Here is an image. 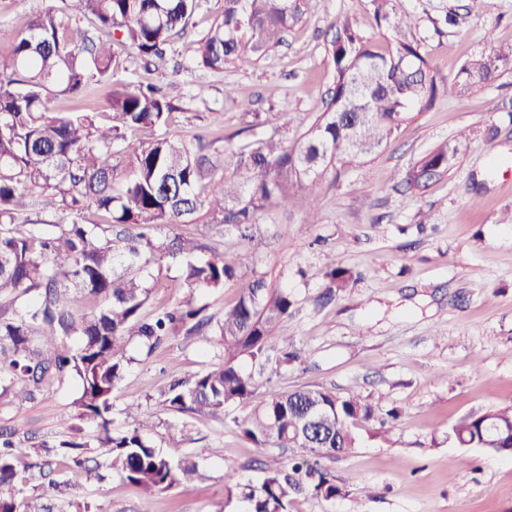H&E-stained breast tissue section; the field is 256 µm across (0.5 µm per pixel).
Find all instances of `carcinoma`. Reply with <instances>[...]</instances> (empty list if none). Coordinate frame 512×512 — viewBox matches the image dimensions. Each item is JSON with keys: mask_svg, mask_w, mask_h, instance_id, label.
<instances>
[{"mask_svg": "<svg viewBox=\"0 0 512 512\" xmlns=\"http://www.w3.org/2000/svg\"><path fill=\"white\" fill-rule=\"evenodd\" d=\"M374 14L392 33L391 50L380 52L349 20L336 27L328 53L334 88L326 109L293 144L257 135L243 145L224 146V167L208 156L210 144L166 137L134 146L126 131L168 122L172 104L156 85L122 83L107 101L116 123L102 125L96 113L76 106L91 78L108 80L118 65L117 49L141 59H163L164 46L184 33L198 0H77V9L98 34L48 10L16 33L11 53L0 60V397L33 401L71 376L80 384L74 418L95 426L84 436L29 450L10 437L0 441V512H52L41 497L23 495L34 470L62 458L70 470H86L85 448L108 449V467L152 495L174 486L187 490L197 464L162 455L149 433L153 413L136 407L133 429L112 432V392L126 369V348L136 336L153 350L165 337L198 336L224 353L222 362L190 382L163 392L177 411L217 416L231 404L247 405L255 392L252 374L239 359L262 357L276 328L291 313L294 298L261 278L249 281L237 302L217 320L195 304L200 290L216 291L233 280L241 257L211 251L180 234L148 237L142 226L174 229L203 215L210 224L245 233L271 212L298 207L307 223L317 219L320 182L348 159L386 148L401 126L432 106L438 87L427 55L411 34L394 0H373ZM302 17L300 0H224V12L197 41V66L221 71L229 61L249 64L279 46ZM512 62V45L491 46L488 56L467 63L465 82L489 80L498 63ZM65 99L67 112L56 107ZM463 147L443 143L425 156L423 169L448 172ZM93 207L100 223L84 224ZM55 208L73 216L47 230L16 219L34 209ZM181 264L190 298L141 315L150 288L138 271ZM93 302L89 310L80 301ZM372 417L355 392L324 389L273 392L235 420L242 437L258 448H294L290 466L274 463L257 485L225 474L228 496L245 512H290L295 496L331 501L343 494L336 475L319 460L355 447L356 425ZM500 427L493 454L512 452V405L468 414L448 428V439L464 448L482 447L488 421Z\"/></svg>", "mask_w": 512, "mask_h": 512, "instance_id": "carcinoma-1", "label": "carcinoma"}]
</instances>
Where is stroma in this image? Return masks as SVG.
Masks as SVG:
<instances>
[{
	"mask_svg": "<svg viewBox=\"0 0 512 512\" xmlns=\"http://www.w3.org/2000/svg\"><path fill=\"white\" fill-rule=\"evenodd\" d=\"M199 3L186 33L169 45L164 69H147L123 51L111 81H88L83 103L107 124L113 114L105 102L114 84L163 88L174 107L170 120L129 133L128 143L200 135L213 142L220 160L225 137L238 145L252 139V111L270 115L262 135L296 141L324 111L333 87L328 48L339 21L351 18L379 49L390 46L371 0H301L303 18L282 45L251 64L213 72L194 65L193 47L223 13L224 0ZM395 8L428 56L440 87L434 105L404 124L388 148L338 165L320 183L315 225L292 209L263 216L245 237L230 226H181L208 249L245 258L238 280L196 300L217 316L252 277L288 289L297 303L277 333L301 358L284 364L274 345L259 362L242 360L256 380L254 401L298 387L352 389L374 410V420L357 426L356 448L322 462L345 482V495L330 502L300 495L290 512H512V458L448 440L458 417L512 404V63L485 83L460 82L472 58L488 54L492 44H512V0H480L475 7L469 0H396ZM49 9L89 25L75 0H0V56L30 18ZM462 130L469 141L448 172L425 189L409 188L406 173ZM337 268L353 277L331 296L329 273ZM179 282L174 264L148 279L144 314L182 301L187 291ZM127 355L112 396V428H131L129 407L150 408L157 449L172 461L189 457L199 464L190 490L144 494L106 467L104 449L90 448L96 476L58 465L51 478L28 482L26 492L41 494L58 481L59 512H241L242 503L227 498L225 474L259 483L265 464L287 461L290 450L245 440L234 421L246 407H227L213 419L169 410L159 397L161 387L193 380L221 361L222 352L181 334L150 354L130 340ZM76 393V382L68 380L36 401L0 406V429L33 444L63 438ZM394 409L399 419L378 433L379 420Z\"/></svg>",
	"mask_w": 512,
	"mask_h": 512,
	"instance_id": "obj_1",
	"label": "stroma"
}]
</instances>
